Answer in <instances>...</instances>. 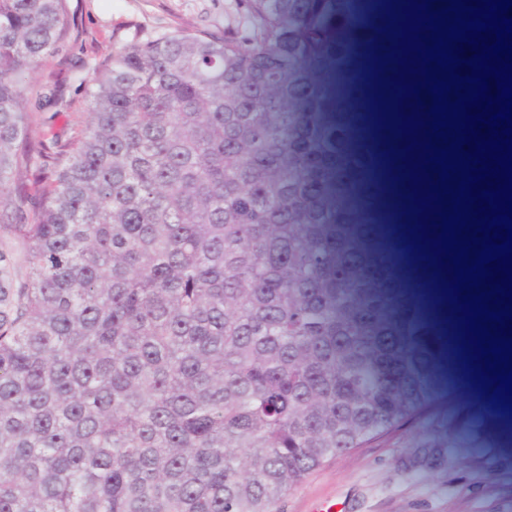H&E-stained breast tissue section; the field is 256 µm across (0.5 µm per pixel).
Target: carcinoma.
I'll return each mask as SVG.
<instances>
[{
	"label": "carcinoma",
	"mask_w": 512,
	"mask_h": 512,
	"mask_svg": "<svg viewBox=\"0 0 512 512\" xmlns=\"http://www.w3.org/2000/svg\"><path fill=\"white\" fill-rule=\"evenodd\" d=\"M336 10L378 58L369 135L402 257L449 286L402 172L405 20ZM255 36L134 41L93 78L86 125L30 141L20 85L71 27L67 0H0V512H272L311 471L400 426L410 401L336 274L309 176L297 32L314 0H248ZM46 174L32 222L25 178ZM458 340L461 305L432 304ZM481 414L512 426L491 399ZM3 253L4 260L0 261L1 267H6L14 280V286L20 282L26 281L28 273V264L23 247L16 241L12 234L0 229V254Z\"/></svg>",
	"instance_id": "carcinoma-1"
}]
</instances>
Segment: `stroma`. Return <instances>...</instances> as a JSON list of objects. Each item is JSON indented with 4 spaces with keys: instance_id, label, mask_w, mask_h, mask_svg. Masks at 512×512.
<instances>
[{
    "instance_id": "obj_1",
    "label": "stroma",
    "mask_w": 512,
    "mask_h": 512,
    "mask_svg": "<svg viewBox=\"0 0 512 512\" xmlns=\"http://www.w3.org/2000/svg\"><path fill=\"white\" fill-rule=\"evenodd\" d=\"M71 29L59 52L27 74L23 95L32 121L29 137L47 142L68 137L87 119V82L105 68L113 53L133 39L184 29L207 30L233 40L251 38L246 0H68ZM321 0L298 40L299 74L307 87V114L318 157L315 173L324 190L336 244L351 258L348 277L356 309L370 340L404 378L413 410L412 424L369 446L341 455L310 473L273 512H512V452L506 463L488 452L493 425L470 422L485 398L463 397L451 374L437 373L431 361L447 339L429 335L435 322L412 299L425 282L393 267L377 268L373 280L357 275L371 261L369 237L349 233L363 224L362 206L371 201L362 168L349 169L337 155L362 160L364 137L336 128V116L357 111L362 84L350 81L359 62L344 33L328 19ZM430 441L431 455L413 449L414 439Z\"/></svg>"
}]
</instances>
